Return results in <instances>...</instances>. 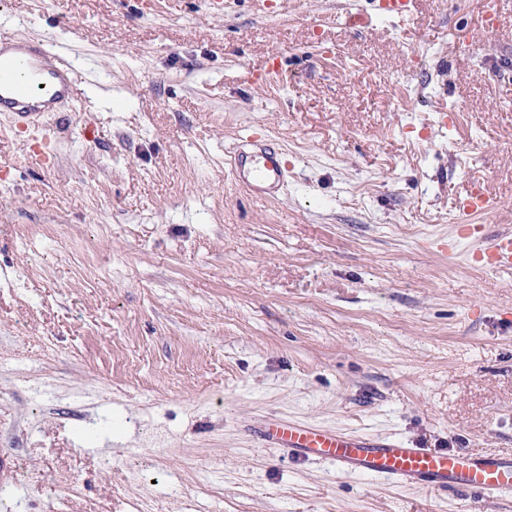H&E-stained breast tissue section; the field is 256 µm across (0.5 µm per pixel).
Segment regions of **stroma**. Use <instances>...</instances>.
I'll list each match as a JSON object with an SVG mask.
<instances>
[{
  "mask_svg": "<svg viewBox=\"0 0 512 512\" xmlns=\"http://www.w3.org/2000/svg\"><path fill=\"white\" fill-rule=\"evenodd\" d=\"M219 3L0 5L78 74L51 168L0 117V512H512L251 435L512 455V270L455 233L474 190L512 226V0ZM235 171L255 194L271 195L286 177L287 168L282 149L274 143L261 142L251 152L231 155Z\"/></svg>",
  "mask_w": 512,
  "mask_h": 512,
  "instance_id": "obj_1",
  "label": "stroma"
}]
</instances>
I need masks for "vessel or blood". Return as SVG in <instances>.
<instances>
[{
    "mask_svg": "<svg viewBox=\"0 0 512 512\" xmlns=\"http://www.w3.org/2000/svg\"><path fill=\"white\" fill-rule=\"evenodd\" d=\"M75 69L70 61L45 45L26 39L0 41V114L36 129L48 109L72 103ZM249 189L259 195L275 192L287 168L282 149L262 142L251 152L230 159ZM493 200L475 190L460 211L471 216L491 210ZM479 253L493 268H512V231L483 238ZM267 448L285 449L297 460L333 463L340 471L373 476L403 486L462 491L484 500L512 492V456L459 454L423 447H406L387 437H359L292 421H274L257 429Z\"/></svg>",
    "mask_w": 512,
    "mask_h": 512,
    "instance_id": "obj_1",
    "label": "vessel or blood"
}]
</instances>
